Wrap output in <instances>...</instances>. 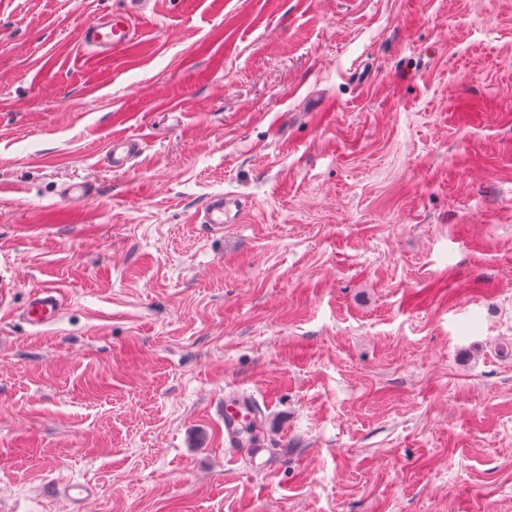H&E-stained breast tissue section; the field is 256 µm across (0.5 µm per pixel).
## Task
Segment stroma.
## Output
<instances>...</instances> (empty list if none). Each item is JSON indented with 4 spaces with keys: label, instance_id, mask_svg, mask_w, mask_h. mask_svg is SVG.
<instances>
[{
    "label": "stroma",
    "instance_id": "obj_1",
    "mask_svg": "<svg viewBox=\"0 0 512 512\" xmlns=\"http://www.w3.org/2000/svg\"><path fill=\"white\" fill-rule=\"evenodd\" d=\"M122 6L0 0V512H512V0H149L88 61ZM147 1H126V5L131 3V6L113 12L95 26L84 31L83 40L95 47L92 57L96 61L108 62L117 53L129 54L134 50L139 44V36L132 23V16L136 13V7L147 3ZM141 151V141L130 135H113L106 144L108 164L115 170L124 169ZM247 201L232 194L210 197L194 215V224H206L213 232H223L224 224H237L248 209ZM61 308L62 300L56 288L38 287L31 293L25 316L32 326L41 327L52 323ZM253 403L246 394L224 397V442L228 448H259L257 431L245 433L252 418Z\"/></svg>",
    "mask_w": 512,
    "mask_h": 512
}]
</instances>
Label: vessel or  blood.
I'll return each mask as SVG.
<instances>
[{
	"label": "vessel or blood",
	"instance_id": "obj_1",
	"mask_svg": "<svg viewBox=\"0 0 512 512\" xmlns=\"http://www.w3.org/2000/svg\"><path fill=\"white\" fill-rule=\"evenodd\" d=\"M145 0H131L129 7L113 12L110 16L85 30L83 40L94 48L96 61L107 62L116 54L131 53L139 43V36L132 23L138 5ZM142 151V143L130 135H115L106 144V158L112 169H124ZM248 204L232 194L210 197L194 215L193 221L207 225L212 231L223 232L225 225L239 223ZM62 300L56 288L39 287L31 296L25 310L28 322L35 327L52 323L59 315ZM252 401L246 394H232L224 399V442L230 448H255L259 445L256 433L247 425L252 418Z\"/></svg>",
	"mask_w": 512,
	"mask_h": 512
}]
</instances>
